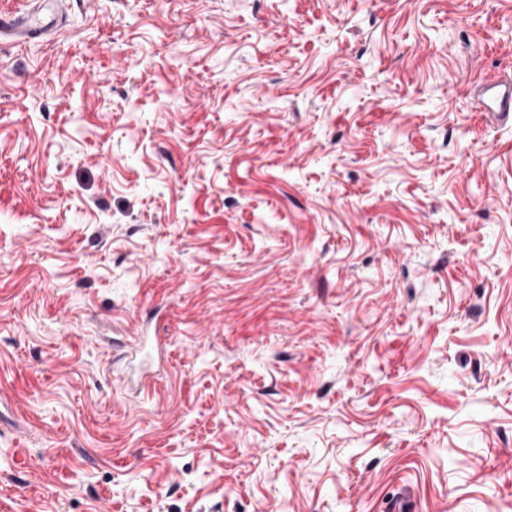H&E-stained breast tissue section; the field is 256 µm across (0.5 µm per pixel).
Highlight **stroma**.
Masks as SVG:
<instances>
[{"mask_svg": "<svg viewBox=\"0 0 512 512\" xmlns=\"http://www.w3.org/2000/svg\"><path fill=\"white\" fill-rule=\"evenodd\" d=\"M488 74L512 0H70L1 36L0 512H512ZM1 33H7L17 41L27 42L43 37L47 30L39 11H24L19 15L2 19Z\"/></svg>", "mask_w": 512, "mask_h": 512, "instance_id": "stroma-1", "label": "stroma"}]
</instances>
